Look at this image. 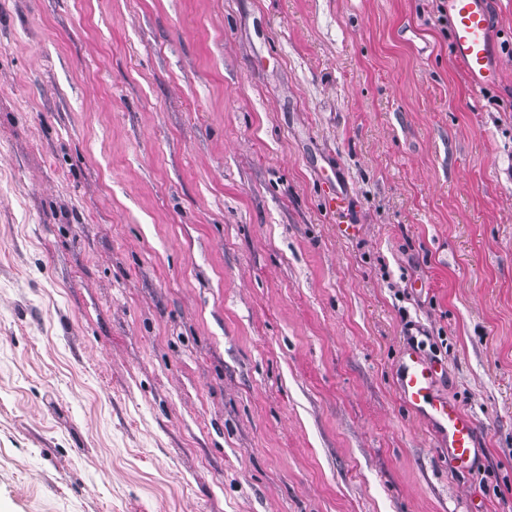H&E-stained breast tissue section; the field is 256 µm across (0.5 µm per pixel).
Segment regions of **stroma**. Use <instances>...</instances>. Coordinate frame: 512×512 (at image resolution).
<instances>
[{
  "label": "stroma",
  "instance_id": "35a3bbf8",
  "mask_svg": "<svg viewBox=\"0 0 512 512\" xmlns=\"http://www.w3.org/2000/svg\"><path fill=\"white\" fill-rule=\"evenodd\" d=\"M441 6L0 0V512H512V0L481 91ZM396 393L406 409L435 434L457 469L468 471L480 461V429L476 420L454 403L440 399L434 381L442 367L414 345L403 348L399 358Z\"/></svg>",
  "mask_w": 512,
  "mask_h": 512
}]
</instances>
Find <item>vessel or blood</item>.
I'll use <instances>...</instances> for the list:
<instances>
[{"label":"vessel or blood","instance_id":"obj_1","mask_svg":"<svg viewBox=\"0 0 512 512\" xmlns=\"http://www.w3.org/2000/svg\"><path fill=\"white\" fill-rule=\"evenodd\" d=\"M452 51L464 66L472 85L481 90L497 84L500 69L494 61L489 36L488 0H445ZM396 393L406 409L435 434L438 445L460 470L480 461V429L476 420L457 405L434 392L439 366L414 345L403 348L399 358Z\"/></svg>","mask_w":512,"mask_h":512}]
</instances>
